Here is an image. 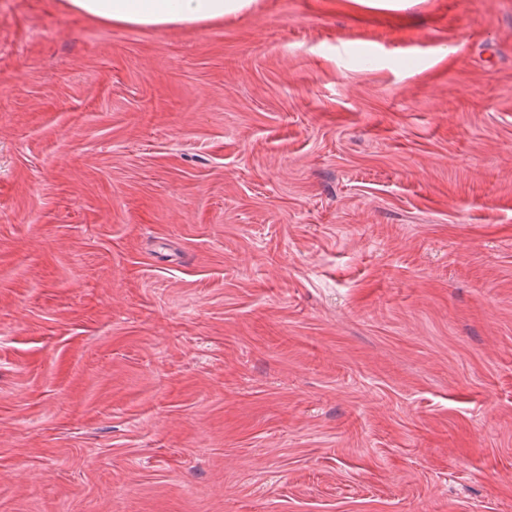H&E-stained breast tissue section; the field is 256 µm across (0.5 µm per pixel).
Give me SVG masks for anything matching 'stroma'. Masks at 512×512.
I'll use <instances>...</instances> for the list:
<instances>
[{"mask_svg":"<svg viewBox=\"0 0 512 512\" xmlns=\"http://www.w3.org/2000/svg\"><path fill=\"white\" fill-rule=\"evenodd\" d=\"M0 512H512V0H0ZM71 12L103 24L192 27L250 10L256 0H65Z\"/></svg>","mask_w":512,"mask_h":512,"instance_id":"obj_1","label":"stroma"}]
</instances>
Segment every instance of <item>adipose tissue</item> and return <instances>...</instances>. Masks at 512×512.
<instances>
[{"label": "adipose tissue", "instance_id": "adipose-tissue-1", "mask_svg": "<svg viewBox=\"0 0 512 512\" xmlns=\"http://www.w3.org/2000/svg\"><path fill=\"white\" fill-rule=\"evenodd\" d=\"M256 0H66L71 12L104 24L192 27L250 10Z\"/></svg>", "mask_w": 512, "mask_h": 512}]
</instances>
